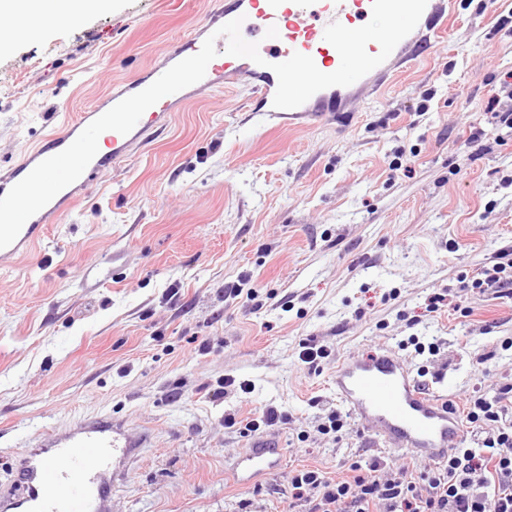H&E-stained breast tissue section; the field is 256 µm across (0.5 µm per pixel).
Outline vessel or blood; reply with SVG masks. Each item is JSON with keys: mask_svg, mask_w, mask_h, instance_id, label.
I'll return each mask as SVG.
<instances>
[{"mask_svg": "<svg viewBox=\"0 0 512 512\" xmlns=\"http://www.w3.org/2000/svg\"><path fill=\"white\" fill-rule=\"evenodd\" d=\"M371 14L372 0H221L199 32L179 40L169 50L167 65L196 54L210 34L238 17L243 20L242 34L258 35L264 65L219 54L200 82L162 98L130 133L109 132L108 151L97 152L81 177L29 218L11 246L0 249V269L8 268L41 240L48 220L63 205L72 203L94 174L126 159L133 144L166 128L195 93L247 84L254 94L252 109L258 123L271 127H302L314 118L351 111L357 100L380 90L390 76L416 60L423 45L440 37L453 14V3L428 0L417 27L384 63L354 84L323 89L293 109L274 108L278 78L273 64L299 52L310 56L320 71L334 72L340 56L324 38L327 25L336 21L358 28ZM158 76L157 69L146 70L76 120L63 121L59 133L46 136L20 163L0 174V197L39 162L66 149L92 121L123 98L146 89ZM332 384L356 425L384 446L430 461H444L451 449L461 447L466 440L450 399L422 381L394 351L384 349L342 360ZM142 445V440L130 438L126 422L106 416L45 434L23 456L14 486L0 489V512H107L113 486L125 476ZM282 456L278 446L251 444L238 454L232 474L239 485L250 486L258 478L277 472Z\"/></svg>", "mask_w": 512, "mask_h": 512, "instance_id": "obj_1", "label": "vessel or blood"}]
</instances>
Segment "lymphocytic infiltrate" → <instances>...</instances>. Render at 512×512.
I'll return each mask as SVG.
<instances>
[{
    "instance_id": "1",
    "label": "lymphocytic infiltrate",
    "mask_w": 512,
    "mask_h": 512,
    "mask_svg": "<svg viewBox=\"0 0 512 512\" xmlns=\"http://www.w3.org/2000/svg\"><path fill=\"white\" fill-rule=\"evenodd\" d=\"M465 407L475 447L435 462L419 481L402 468L378 475L358 466L331 483L309 469L290 477L294 499L307 512H512V383L472 391Z\"/></svg>"
}]
</instances>
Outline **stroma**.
Returning a JSON list of instances; mask_svg holds the SVG:
<instances>
[{
    "label": "stroma",
    "instance_id": "stroma-1",
    "mask_svg": "<svg viewBox=\"0 0 512 512\" xmlns=\"http://www.w3.org/2000/svg\"><path fill=\"white\" fill-rule=\"evenodd\" d=\"M216 2L108 0L0 48V172L157 65ZM509 72L512 0H455L441 38L353 112L265 129L247 85L222 87L96 175L0 270V484L39 432L105 414L149 435L110 512H302L292 471L423 470L360 429L336 443L316 426L337 406V362L413 334L440 341L429 370L454 402L512 381V289L462 293L465 316L425 310L512 249V129L488 108ZM243 278L255 300L230 295ZM306 339L329 352L314 372L298 359ZM228 374L253 392L221 394ZM271 403L291 416L266 434L282 466L240 487L229 464L254 436L224 413Z\"/></svg>",
    "mask_w": 512,
    "mask_h": 512
}]
</instances>
